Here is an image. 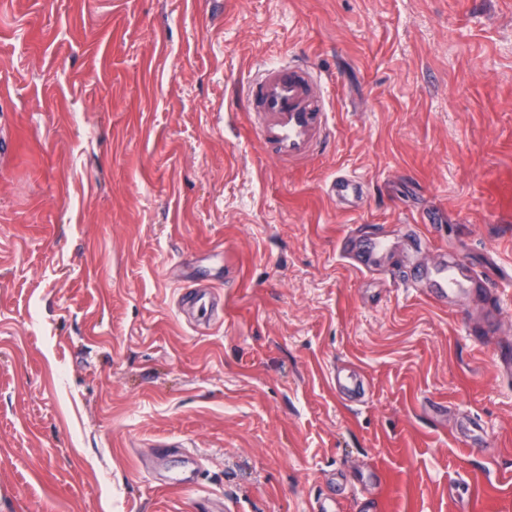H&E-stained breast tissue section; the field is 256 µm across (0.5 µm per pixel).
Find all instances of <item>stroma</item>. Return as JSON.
Wrapping results in <instances>:
<instances>
[{
    "mask_svg": "<svg viewBox=\"0 0 512 512\" xmlns=\"http://www.w3.org/2000/svg\"><path fill=\"white\" fill-rule=\"evenodd\" d=\"M263 61L322 74L307 160L253 133ZM0 125V512H512V0H0ZM326 192L334 200L338 197L350 203L347 205L349 208L357 206L355 199L358 197V182L354 177L339 176L332 179ZM434 283V297L439 301H445L450 294L462 290L458 288L460 285L458 273L448 270V268H443L436 273Z\"/></svg>",
    "mask_w": 512,
    "mask_h": 512,
    "instance_id": "35a3bbf8",
    "label": "stroma"
}]
</instances>
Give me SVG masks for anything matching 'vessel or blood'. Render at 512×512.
<instances>
[{
	"label": "vessel or blood",
	"mask_w": 512,
	"mask_h": 512,
	"mask_svg": "<svg viewBox=\"0 0 512 512\" xmlns=\"http://www.w3.org/2000/svg\"><path fill=\"white\" fill-rule=\"evenodd\" d=\"M242 97L248 112L258 119L261 144L277 159L299 161L328 143L329 114L306 65H259ZM326 192L351 203L358 196V182L339 176L330 181ZM434 283V296L443 301L457 292L460 280L456 272L444 268L436 273Z\"/></svg>",
	"instance_id": "obj_1"
}]
</instances>
